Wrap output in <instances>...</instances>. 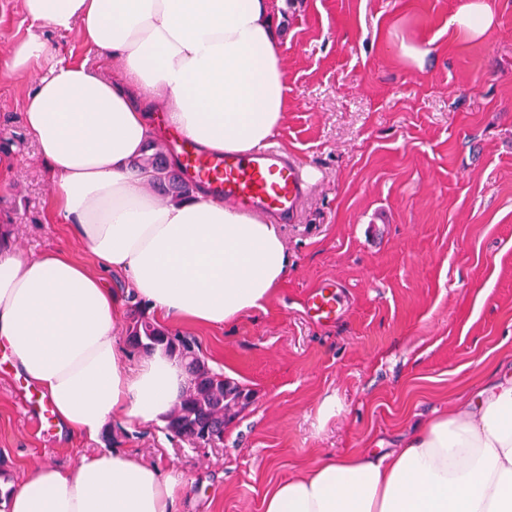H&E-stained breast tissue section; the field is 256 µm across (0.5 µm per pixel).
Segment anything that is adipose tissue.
Instances as JSON below:
<instances>
[{
  "instance_id": "obj_1",
  "label": "adipose tissue",
  "mask_w": 512,
  "mask_h": 512,
  "mask_svg": "<svg viewBox=\"0 0 512 512\" xmlns=\"http://www.w3.org/2000/svg\"><path fill=\"white\" fill-rule=\"evenodd\" d=\"M26 17L79 32L95 63L50 64L32 33L13 67L37 73L25 134L55 177L58 216L97 270L56 250L0 244V348L40 389L65 429L97 438L116 419L161 423L186 374L163 348L130 364L116 324L121 273L170 322L222 326L261 307L287 278L274 219L224 204L206 187L180 201L145 190L135 167L162 133L211 154L264 145L288 110L270 0H22ZM495 16L465 0L448 24L478 39ZM178 481L141 457L104 450L39 466L8 495L9 512H175ZM263 512H512V376L416 429L377 459L360 450L277 484Z\"/></svg>"
}]
</instances>
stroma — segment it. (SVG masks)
Returning <instances> with one entry per match:
<instances>
[{
    "label": "stroma",
    "mask_w": 512,
    "mask_h": 512,
    "mask_svg": "<svg viewBox=\"0 0 512 512\" xmlns=\"http://www.w3.org/2000/svg\"><path fill=\"white\" fill-rule=\"evenodd\" d=\"M463 0H274L288 111L272 142L314 168L280 230L288 278L232 324H175L216 372L248 392L220 448L162 425L113 423L98 439L43 438L25 410L35 387L0 361V474L19 481L103 449L129 450L178 479V512H262L277 483L357 449L376 456L512 367V0L466 40ZM31 22L0 0V224L24 255L89 247L47 211L48 169L27 139L32 76L12 65ZM427 49L423 68L402 58ZM334 280L347 308L309 319L307 293Z\"/></svg>",
    "instance_id": "stroma-1"
}]
</instances>
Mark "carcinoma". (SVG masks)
<instances>
[{"label":"carcinoma","mask_w":512,"mask_h":512,"mask_svg":"<svg viewBox=\"0 0 512 512\" xmlns=\"http://www.w3.org/2000/svg\"><path fill=\"white\" fill-rule=\"evenodd\" d=\"M136 165L150 173L152 187L171 200L193 192V184L170 165L163 149L153 142ZM127 341L144 352L162 347L185 365L188 384L165 419L167 434L193 448L223 444L224 420L239 406L241 386L210 368L192 339L170 331L140 310L130 315Z\"/></svg>","instance_id":"1"}]
</instances>
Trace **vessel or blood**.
I'll return each instance as SVG.
<instances>
[{"instance_id": "1", "label": "vessel or blood", "mask_w": 512, "mask_h": 512, "mask_svg": "<svg viewBox=\"0 0 512 512\" xmlns=\"http://www.w3.org/2000/svg\"><path fill=\"white\" fill-rule=\"evenodd\" d=\"M178 155L183 168L211 193L240 209L294 218L309 188L305 164L267 145L246 156L214 155L182 139ZM304 308L315 322L332 323L342 314L344 296L331 280L311 290Z\"/></svg>"}]
</instances>
